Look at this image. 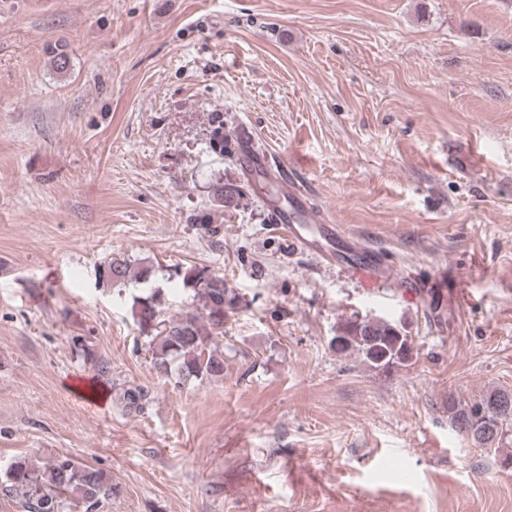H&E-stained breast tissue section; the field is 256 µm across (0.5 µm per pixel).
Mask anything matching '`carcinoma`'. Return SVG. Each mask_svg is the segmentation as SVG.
I'll list each match as a JSON object with an SVG mask.
<instances>
[{
    "label": "carcinoma",
    "instance_id": "1",
    "mask_svg": "<svg viewBox=\"0 0 512 512\" xmlns=\"http://www.w3.org/2000/svg\"><path fill=\"white\" fill-rule=\"evenodd\" d=\"M51 62L58 70L69 66L65 43L51 48ZM209 139V149L218 155H234L237 146L224 140L223 120L216 113ZM244 187L232 182L212 185V202L218 209H234ZM152 267H134L128 258H111L100 263L96 271L98 283L110 287L130 281L147 283ZM181 288L187 293V310L177 318L164 316L162 299L153 290L136 298V324L151 351V364L156 374L185 385L224 373V357L218 338L224 336L227 313L239 306L238 297L224 284V276L208 266L191 265L177 271ZM76 351L91 366L94 378L107 383L110 363L98 357L82 341L75 339ZM330 345L338 352L355 351L373 369L389 370L413 356L414 339L404 328L385 319L354 318L345 320L337 329ZM151 400L142 387L123 390L119 397L125 414L139 416ZM448 417L454 428L476 448L499 450L512 435V390L493 388L469 401L448 399ZM0 481L21 501L27 512H61V498L81 504L84 512H97L101 502L112 499V481L99 470L81 466L66 455L55 457L43 470L25 459L14 460L0 468Z\"/></svg>",
    "mask_w": 512,
    "mask_h": 512
}]
</instances>
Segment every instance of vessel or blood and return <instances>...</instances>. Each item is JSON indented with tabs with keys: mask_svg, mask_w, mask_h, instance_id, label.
<instances>
[{
	"mask_svg": "<svg viewBox=\"0 0 512 512\" xmlns=\"http://www.w3.org/2000/svg\"><path fill=\"white\" fill-rule=\"evenodd\" d=\"M279 193L285 204L272 213L273 224L288 238L294 250L314 255L321 262L342 267L361 279L365 287H374L379 277L390 276L381 251L362 246L344 229L326 219L312 207L300 185L281 179Z\"/></svg>",
	"mask_w": 512,
	"mask_h": 512,
	"instance_id": "b4317fda",
	"label": "vessel or blood"
}]
</instances>
